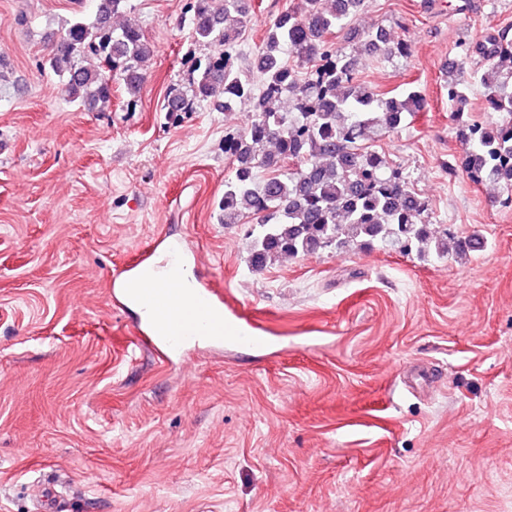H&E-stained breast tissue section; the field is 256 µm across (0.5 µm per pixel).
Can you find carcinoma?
I'll return each mask as SVG.
<instances>
[{"instance_id": "carcinoma-1", "label": "carcinoma", "mask_w": 512, "mask_h": 512, "mask_svg": "<svg viewBox=\"0 0 512 512\" xmlns=\"http://www.w3.org/2000/svg\"><path fill=\"white\" fill-rule=\"evenodd\" d=\"M93 19L75 16L46 36L41 66L63 83L70 102L87 110L112 104V84L135 97L146 83L151 42L140 27L113 20L129 0H95ZM363 0H294L269 25L256 48L251 78L238 67L239 40L250 22V0H186L189 38L210 47L184 86L171 88L164 110L194 112L212 101L224 111L246 108L251 119L224 134L232 160L219 209L224 223L250 224L251 267L282 257L353 247H378L425 260L461 258L481 248L473 237L432 235L431 207L403 170L371 143L408 124L425 105L415 88L394 94L358 79L359 58L346 43L356 38L383 61L408 57L412 47L390 42L384 27L361 30ZM481 64L473 67V55ZM483 89L495 123L466 120L459 167L475 184L491 185L512 203V42L490 33L465 49L448 72V98L457 114L471 87ZM267 172L259 178V170Z\"/></svg>"}]
</instances>
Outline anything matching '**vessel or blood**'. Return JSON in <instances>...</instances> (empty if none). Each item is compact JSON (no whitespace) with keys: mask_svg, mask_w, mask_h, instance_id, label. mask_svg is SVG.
Segmentation results:
<instances>
[{"mask_svg":"<svg viewBox=\"0 0 512 512\" xmlns=\"http://www.w3.org/2000/svg\"><path fill=\"white\" fill-rule=\"evenodd\" d=\"M183 278V271L175 268L163 287L137 290V301L151 309L157 318L148 331L140 332L141 347L171 362L200 336L215 346L226 342L254 349L268 346V337L261 335L238 307L225 304L220 282H203L187 293L182 288ZM61 497L56 481L39 483L33 498L34 512H65Z\"/></svg>","mask_w":512,"mask_h":512,"instance_id":"obj_1","label":"vessel or blood"}]
</instances>
